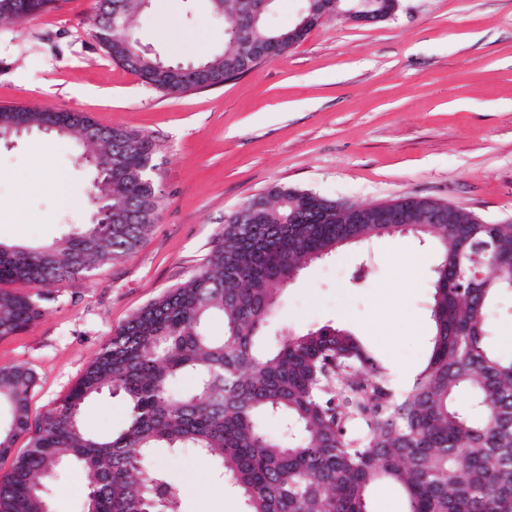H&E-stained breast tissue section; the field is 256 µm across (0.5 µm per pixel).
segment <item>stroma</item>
I'll use <instances>...</instances> for the list:
<instances>
[{"instance_id": "obj_1", "label": "stroma", "mask_w": 512, "mask_h": 512, "mask_svg": "<svg viewBox=\"0 0 512 512\" xmlns=\"http://www.w3.org/2000/svg\"><path fill=\"white\" fill-rule=\"evenodd\" d=\"M98 0L0 24V105L84 112L152 135L163 207L135 253L59 285L31 327L0 338V365L35 375L29 415L64 398L114 331L205 262L225 218L283 184L350 205L423 197L512 223V0H398L360 25L339 12L281 57L224 84L165 94L113 63L90 34ZM204 0H152L141 48L183 64L223 46ZM83 147L41 134L0 140V240L43 243L89 223ZM436 252L411 235L345 246L285 292L271 332L348 330L398 383L430 356ZM360 283H353L354 274ZM123 398L88 402L82 423L118 429ZM182 512H242L237 491L191 450L157 449ZM86 475L48 484L53 512H81Z\"/></svg>"}]
</instances>
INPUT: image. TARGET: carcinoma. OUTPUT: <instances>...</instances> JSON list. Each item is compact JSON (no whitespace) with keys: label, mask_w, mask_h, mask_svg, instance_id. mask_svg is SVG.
I'll return each instance as SVG.
<instances>
[{"label":"carcinoma","mask_w":512,"mask_h":512,"mask_svg":"<svg viewBox=\"0 0 512 512\" xmlns=\"http://www.w3.org/2000/svg\"><path fill=\"white\" fill-rule=\"evenodd\" d=\"M61 0H0V23L58 9ZM243 0H208L232 27ZM141 13L106 29L98 12L93 37L112 60L166 93H188L195 81L177 64H159L135 37ZM297 25L265 21L224 33V45L194 64L213 87L260 64L247 52L277 40L301 41ZM58 127L54 134L86 144L82 112L0 108V139L17 126ZM91 201L130 224H84L51 243L0 242V337L37 321L55 300L50 288L78 283L122 260L156 223L163 197L154 178L163 145L122 126L105 128L94 144ZM444 214L423 224V214ZM415 235L433 246L427 365L398 393L389 369L348 332L321 326L287 333L265 348L266 327L289 284L308 264L341 247L374 238ZM512 224H478L445 203L403 197L354 206L317 193L274 185L230 214L203 266L116 330L68 394L33 423V373L0 366V459L28 437L9 471L0 474V512H52L44 493L60 465L81 466L88 482L82 512H182L180 489L154 463L157 448H192L238 490L242 512H370L368 489L397 484L406 512H512V357L494 346L490 312L509 289ZM37 288L28 293L13 284ZM222 319L224 335L206 333ZM192 380L187 390L177 386ZM105 392L127 399L122 427L88 432L81 412ZM469 394V403L458 400ZM283 420L275 435L263 422Z\"/></svg>","instance_id":"carcinoma-1"}]
</instances>
